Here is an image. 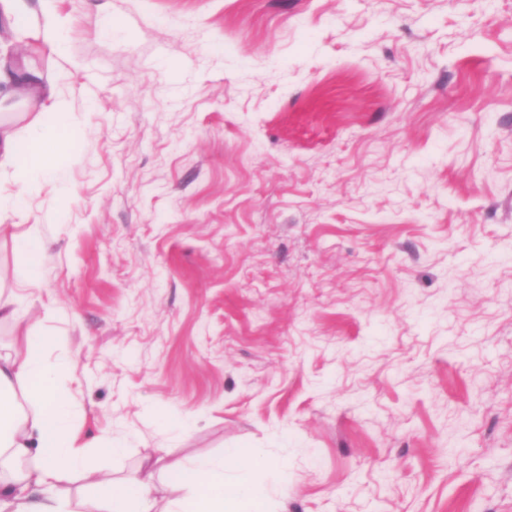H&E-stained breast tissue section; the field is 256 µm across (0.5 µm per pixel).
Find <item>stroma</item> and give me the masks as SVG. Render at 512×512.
Wrapping results in <instances>:
<instances>
[{"mask_svg": "<svg viewBox=\"0 0 512 512\" xmlns=\"http://www.w3.org/2000/svg\"><path fill=\"white\" fill-rule=\"evenodd\" d=\"M71 102L19 321L94 467L253 448L283 512H512V0H18ZM54 314H47V307ZM194 414L193 427L177 422Z\"/></svg>", "mask_w": 512, "mask_h": 512, "instance_id": "1", "label": "stroma"}]
</instances>
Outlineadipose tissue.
Returning a JSON list of instances; mask_svg holds the SVG:
<instances>
[{"mask_svg":"<svg viewBox=\"0 0 512 512\" xmlns=\"http://www.w3.org/2000/svg\"><path fill=\"white\" fill-rule=\"evenodd\" d=\"M18 101L38 112L36 128L25 138L3 117ZM73 126L69 105L52 82L26 62L0 59V168L10 169L19 188L0 197V209L19 208L21 192L39 178L60 177L50 148ZM11 241L24 283L38 287L47 258L41 225H27L12 233ZM52 346V337L31 331L12 352L0 354V512H153V474L111 480L88 466L80 438L84 417L60 392L64 364L51 358ZM287 468V461H271L252 448H230L223 456L188 464L172 462L164 512H275L274 489L256 475ZM75 475L91 487V496L74 500L67 495L66 485Z\"/></svg>","mask_w":512,"mask_h":512,"instance_id":"1","label":"adipose tissue"}]
</instances>
